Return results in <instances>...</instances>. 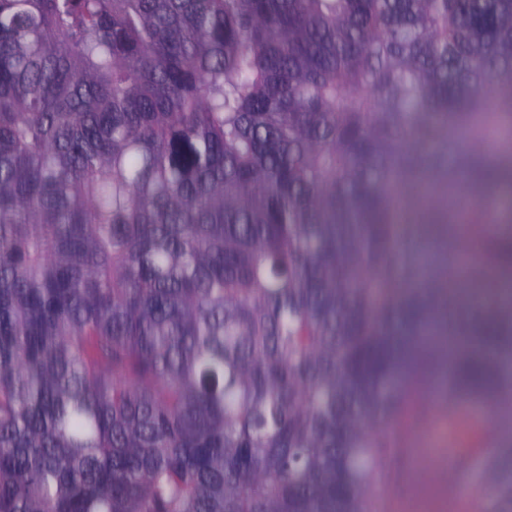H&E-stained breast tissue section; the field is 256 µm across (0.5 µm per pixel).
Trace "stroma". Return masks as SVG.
<instances>
[{
	"label": "stroma",
	"instance_id": "1",
	"mask_svg": "<svg viewBox=\"0 0 512 512\" xmlns=\"http://www.w3.org/2000/svg\"><path fill=\"white\" fill-rule=\"evenodd\" d=\"M421 394L408 391L400 415L393 424L399 441L387 462V478L368 487L366 497L372 512H407L411 501H419L422 512H450L462 507L460 490H468L490 512L494 499L484 477L497 470L503 480H512V438H500L497 448L487 450L484 441L498 429L487 417L480 393H456L451 408L433 406L421 410Z\"/></svg>",
	"mask_w": 512,
	"mask_h": 512
}]
</instances>
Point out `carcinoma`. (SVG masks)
Returning a JSON list of instances; mask_svg holds the SVG:
<instances>
[{"mask_svg": "<svg viewBox=\"0 0 512 512\" xmlns=\"http://www.w3.org/2000/svg\"><path fill=\"white\" fill-rule=\"evenodd\" d=\"M502 124L512 0H0V512H370L409 338L511 434Z\"/></svg>", "mask_w": 512, "mask_h": 512, "instance_id": "carcinoma-1", "label": "carcinoma"}]
</instances>
